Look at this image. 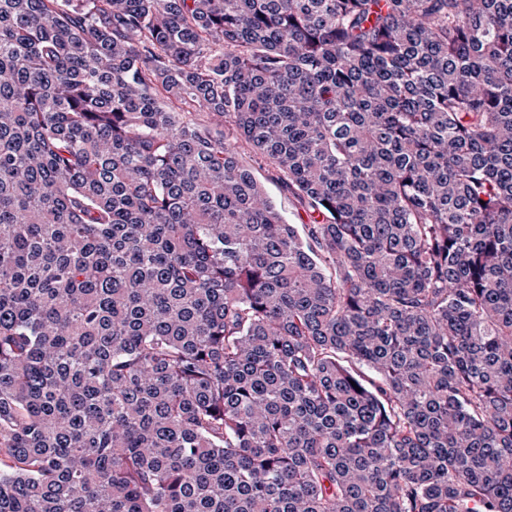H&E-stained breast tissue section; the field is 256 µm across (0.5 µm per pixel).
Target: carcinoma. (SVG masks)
<instances>
[{
	"label": "carcinoma",
	"mask_w": 512,
	"mask_h": 512,
	"mask_svg": "<svg viewBox=\"0 0 512 512\" xmlns=\"http://www.w3.org/2000/svg\"><path fill=\"white\" fill-rule=\"evenodd\" d=\"M0 512H512V0H0ZM241 157L250 167L255 177L264 185L268 196L276 208L287 219L288 223L297 224L301 232V224H308L309 217L300 199L284 190L279 183L267 179L263 166L257 162L252 152L246 150L245 153H242Z\"/></svg>",
	"instance_id": "carcinoma-1"
}]
</instances>
